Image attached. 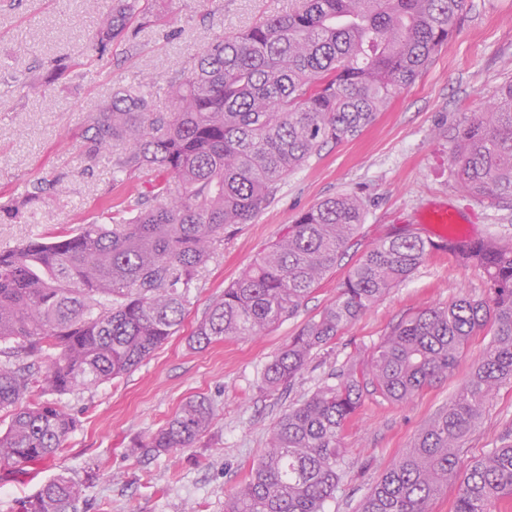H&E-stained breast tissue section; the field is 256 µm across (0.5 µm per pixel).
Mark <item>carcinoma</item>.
<instances>
[{
	"label": "carcinoma",
	"instance_id": "carcinoma-1",
	"mask_svg": "<svg viewBox=\"0 0 512 512\" xmlns=\"http://www.w3.org/2000/svg\"><path fill=\"white\" fill-rule=\"evenodd\" d=\"M465 0H301L247 32L215 37L190 66L166 80L158 111L145 89L124 87L88 119L84 170L114 148L119 182L155 173L127 202L129 217L103 205L96 220L60 239L0 250V465L20 468L62 451L76 420L40 394L99 385L129 373L175 335L186 292L224 229L247 224L282 180L324 144L358 136L448 41ZM150 22L141 0H112L96 31L106 47L132 19ZM450 156L472 197L512 198V83L468 118ZM364 221L354 195L328 196L295 223L197 321L188 343L204 349L261 336L293 316L335 268ZM412 229L393 232L362 254L336 300L265 366L276 391L431 254ZM483 270L484 300L461 298L401 321L362 368L319 386L284 413L267 448L224 503V512H325L341 478V434L366 395L407 402L454 368L472 336L494 327L487 349L455 400L371 488L360 512H430L457 478L467 435L495 389L512 382V247L490 238L448 250ZM54 354L41 371L30 359ZM215 412L190 399L138 443L156 454L190 446ZM512 495V434L475 459L458 485L454 512H493ZM82 485L60 473L23 512H81Z\"/></svg>",
	"mask_w": 512,
	"mask_h": 512
}]
</instances>
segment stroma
I'll return each instance as SVG.
<instances>
[{
    "instance_id": "1",
    "label": "stroma",
    "mask_w": 512,
    "mask_h": 512,
    "mask_svg": "<svg viewBox=\"0 0 512 512\" xmlns=\"http://www.w3.org/2000/svg\"><path fill=\"white\" fill-rule=\"evenodd\" d=\"M298 0H153L158 18L132 23L131 34L99 50L92 41L112 0H22L0 6V205L60 179L63 196H36L24 218L0 212V248L93 221L103 203L120 206L143 190V180L119 184L112 153L93 171L81 152L88 116L118 88L154 77L156 109L168 101L162 82L188 66L216 36L244 33L265 19L296 8ZM71 62L65 80L50 77L55 60ZM512 82V0H465L455 32L431 64L359 136L328 143L288 175L275 197L249 223L225 230L187 294L179 332L133 372L89 389L48 395V402L77 418L64 450L25 470L0 468V512H21L41 486L65 472L84 489V512H224V502L264 453L271 428L333 373L362 364L402 318L460 298L483 299L487 278L449 255L430 254L405 282L360 314L311 355L295 382L262 390L267 363L309 321L334 302L338 286L361 254L390 231L419 226L421 213L444 203L458 208L469 230L512 245V200L476 199L456 183L449 158L453 135L473 113ZM352 193L364 205V222L336 269L297 313L266 335L236 337L193 349L188 337L207 306L275 241L288 225L323 198ZM490 342L473 336L447 377L411 401L367 396L345 425L342 477L326 512H358L394 460L469 379L474 359ZM214 408L211 428L192 447L170 454L138 448L188 399ZM512 433V383L499 386L467 436L462 463L482 456Z\"/></svg>"
}]
</instances>
